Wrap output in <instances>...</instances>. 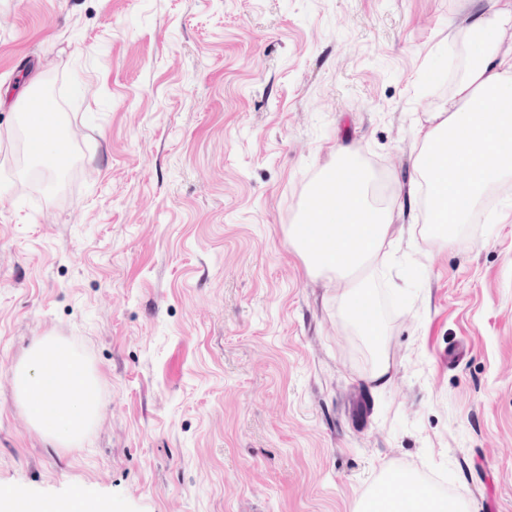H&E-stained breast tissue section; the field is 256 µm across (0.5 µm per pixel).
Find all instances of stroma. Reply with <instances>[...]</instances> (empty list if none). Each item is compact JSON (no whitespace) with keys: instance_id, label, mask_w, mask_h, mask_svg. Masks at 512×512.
Listing matches in <instances>:
<instances>
[{"instance_id":"35a3bbf8","label":"stroma","mask_w":512,"mask_h":512,"mask_svg":"<svg viewBox=\"0 0 512 512\" xmlns=\"http://www.w3.org/2000/svg\"><path fill=\"white\" fill-rule=\"evenodd\" d=\"M466 0H0V88L52 103L19 161L0 101V486L109 512H354L411 469L512 512V181L450 246L377 270L391 382L288 226L336 151L391 182L448 92ZM100 381L82 447L12 388L33 343ZM27 155L34 162L47 165L60 155V149L53 136L40 134L32 137Z\"/></svg>"}]
</instances>
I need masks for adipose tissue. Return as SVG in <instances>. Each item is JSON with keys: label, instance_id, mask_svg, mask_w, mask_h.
Returning a JSON list of instances; mask_svg holds the SVG:
<instances>
[{"label": "adipose tissue", "instance_id": "1", "mask_svg": "<svg viewBox=\"0 0 512 512\" xmlns=\"http://www.w3.org/2000/svg\"><path fill=\"white\" fill-rule=\"evenodd\" d=\"M468 16L448 33L461 67L447 94L418 118L415 156L398 194L421 202L420 236L455 243L478 205L512 178V0H467ZM360 151H340L309 187L288 237L308 275L336 280V306L374 349L385 330L377 318L372 274L402 229L391 205L373 193ZM12 386L28 423L61 445H82L100 415L99 381L66 342L45 336L15 366ZM0 512H105L75 488L62 500L33 499L0 487ZM354 512H464L462 503L425 486L411 470L375 486Z\"/></svg>", "mask_w": 512, "mask_h": 512}]
</instances>
